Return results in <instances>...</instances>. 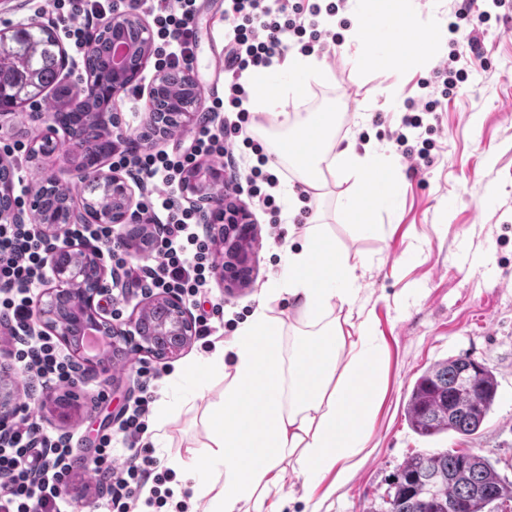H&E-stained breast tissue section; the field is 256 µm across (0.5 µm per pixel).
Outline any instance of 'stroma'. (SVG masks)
Returning <instances> with one entry per match:
<instances>
[{
  "label": "stroma",
  "instance_id": "35a3bbf8",
  "mask_svg": "<svg viewBox=\"0 0 512 512\" xmlns=\"http://www.w3.org/2000/svg\"><path fill=\"white\" fill-rule=\"evenodd\" d=\"M451 0H411L416 30L433 37V53L403 70L380 67L374 61L355 66L341 46H332L323 60L328 76L301 85L287 110L306 115H336L339 146L395 152L385 136L401 116L406 98L419 95L418 78L430 76L448 54V14ZM227 0H196L197 46L191 73L200 93V109L209 112L215 94L223 92L230 76L224 70V11ZM500 21H489L476 33L475 50L465 51L467 78L438 108L433 163L412 173L397 161L401 191L373 209L374 228L360 231L346 208L359 197L353 180H329L322 196L307 197L305 216L291 208L286 190H279L278 215L258 207L248 194L236 200L249 209L260 247L254 256L252 283L226 292L209 277L193 314L207 311L216 332L212 342L230 344L239 328L260 304L270 315L286 320L293 305L288 299L268 300L267 292L283 274L282 254L299 246L309 224H326L336 246L365 257L359 269L362 300L355 313L370 315L375 334L385 349L382 395L376 405L372 437L352 477L334 486L326 475L313 495L303 481L285 472L284 489L295 503L284 512H382L390 483L404 458L418 451L465 448L494 462L512 482V0L500 7ZM210 341V342H211ZM466 355L492 368L499 382L494 409L480 433H455L434 441L409 428L404 407L421 373L437 361ZM154 368L155 399L169 398L164 420L149 416V434H160L154 446L159 472L170 469L177 456H203L201 415L223 391L224 377L214 374L191 400L170 383L176 365L135 356L124 372H78L72 390L79 408L67 428L72 437L71 466L62 488L76 512H104L106 494L88 480L83 464L92 460L98 439L117 433L120 421L138 394L137 368ZM0 367L15 380L36 421L45 430L58 427L44 403L58 388L30 390L0 342Z\"/></svg>",
  "mask_w": 512,
  "mask_h": 512
}]
</instances>
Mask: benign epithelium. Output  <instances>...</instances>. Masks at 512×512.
Wrapping results in <instances>:
<instances>
[{
	"instance_id": "benign-epithelium-1",
	"label": "benign epithelium",
	"mask_w": 512,
	"mask_h": 512,
	"mask_svg": "<svg viewBox=\"0 0 512 512\" xmlns=\"http://www.w3.org/2000/svg\"><path fill=\"white\" fill-rule=\"evenodd\" d=\"M128 21L140 24L144 48L152 55L153 39L149 28L134 9L112 11V26ZM132 48L122 40L114 41L112 54L121 56L114 65L115 79L125 89L132 85L140 68L130 70L124 59ZM200 98L182 107L180 112H148L146 123L137 135L135 144L148 147L157 136H174L182 133L201 119L195 111ZM32 117L46 124L41 144L33 149V157L48 156L57 149L75 150L81 157L78 171L82 180L93 181L101 187L112 189V210L94 213L69 210L59 213L52 220L44 219L42 191L35 192L30 210L39 227L58 237L70 224H103L112 227L125 249L136 257L152 256V239L147 226L141 223L140 213L133 209V190L119 172L104 170L105 156L101 154L99 130L85 125L59 127L52 112H36ZM63 130L65 140L55 139ZM231 180L224 169L209 163H200L182 178L181 191L198 205L211 209L210 232L214 245L212 270L224 288L232 291L251 281V257L259 246L254 222L248 209L230 200ZM53 277L44 295L47 300L34 308L38 325L55 336L70 349L74 362L92 372L108 371L126 366L132 356L145 353L160 360L180 357L194 337V321L183 300L168 292H149L133 316L126 320L113 317L96 302V297L108 288V268L101 250L81 243L67 241L50 251L45 259ZM84 328L95 329L110 340L116 353L106 355L88 352L77 335ZM21 392L13 382L0 380V423L11 419ZM78 408L76 395L71 390L61 392L53 401L52 413L60 427L72 422Z\"/></svg>"
}]
</instances>
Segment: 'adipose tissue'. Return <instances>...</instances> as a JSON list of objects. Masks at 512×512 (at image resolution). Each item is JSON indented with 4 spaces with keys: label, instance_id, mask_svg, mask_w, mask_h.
<instances>
[{
    "label": "adipose tissue",
    "instance_id": "1",
    "mask_svg": "<svg viewBox=\"0 0 512 512\" xmlns=\"http://www.w3.org/2000/svg\"><path fill=\"white\" fill-rule=\"evenodd\" d=\"M346 34L351 61L361 64L367 46L366 17L399 18L409 24V0H366ZM335 115L315 112L292 122L277 142L280 159L296 160L302 183L321 189L328 173L355 182L377 176V198L393 193L386 153H357L337 147ZM363 257L338 249L325 225H308L300 248L284 255L285 276L271 296L294 301V333L284 343V321L258 309L226 347L215 346L179 366L173 379L185 393L198 390L204 377H230L218 399L207 407L203 425L204 459L172 460L181 482L207 503L205 512H262L279 494L285 471L313 481L327 471L346 479L373 429V403L380 382L383 349L370 319L352 323L344 308L361 292L358 268Z\"/></svg>",
    "mask_w": 512,
    "mask_h": 512
}]
</instances>
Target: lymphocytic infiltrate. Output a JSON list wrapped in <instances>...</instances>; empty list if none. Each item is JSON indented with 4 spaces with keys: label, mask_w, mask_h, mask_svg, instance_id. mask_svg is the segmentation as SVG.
Segmentation results:
<instances>
[{
    "label": "lymphocytic infiltrate",
    "mask_w": 512,
    "mask_h": 512,
    "mask_svg": "<svg viewBox=\"0 0 512 512\" xmlns=\"http://www.w3.org/2000/svg\"><path fill=\"white\" fill-rule=\"evenodd\" d=\"M156 28L153 54L161 68H185L193 56L195 41V0H143ZM345 0H230L225 11V68L231 75L224 96L215 100L214 112L235 113L219 129L200 126L187 149L173 155L113 148V168L126 171L143 185L181 182L197 157L231 156L236 140L253 144L248 128V79L252 72L283 58L290 45L301 53L323 52L327 41H339V34L319 26L320 15H337ZM53 23L60 36L85 49L89 37L106 12L102 0H56ZM460 53L448 55L433 69L432 78L419 79L424 96L405 100V113L398 129L388 138L411 167L430 161L431 139L435 131L439 98L448 97L464 78ZM257 166L248 176L251 197L268 210L274 209L275 195L285 167L269 171V158L259 154ZM142 212L148 222L159 223L153 265L131 266L111 227L73 224L65 236L70 240L101 243L108 260L121 271L125 283L173 292L189 303H197L212 266L209 245L198 230L195 214L182 207L174 196L155 201L146 195ZM55 240L35 225L0 224V336L10 354L31 383L64 387L73 382V368L61 357L52 336L38 330L31 307L30 292L45 279L44 256L54 249ZM140 396L119 426L124 453H117L111 435L99 440L93 471L97 481L108 482L107 512H140L141 503L164 506L174 496L166 474L157 470V461L148 441V414L153 397L150 384L157 374L144 365L138 370ZM72 448L69 438L44 431L36 422L29 404H22L14 421L0 427V512H61L58 501L62 481L69 466ZM150 487L151 496L141 500L140 491Z\"/></svg>",
    "instance_id": "f902f5d3"
}]
</instances>
